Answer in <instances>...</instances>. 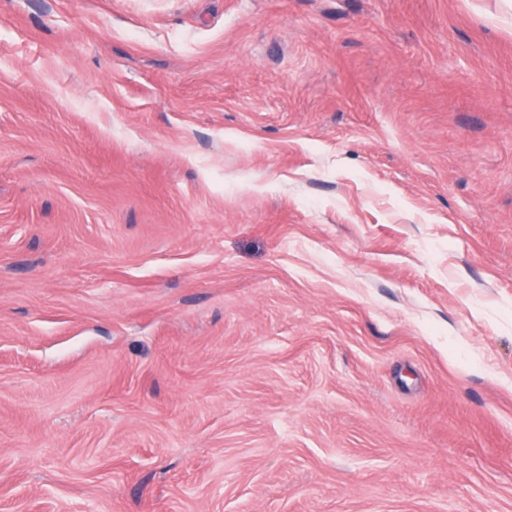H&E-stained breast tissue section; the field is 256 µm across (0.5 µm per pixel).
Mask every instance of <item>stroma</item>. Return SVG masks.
<instances>
[{"label":"stroma","mask_w":512,"mask_h":512,"mask_svg":"<svg viewBox=\"0 0 512 512\" xmlns=\"http://www.w3.org/2000/svg\"><path fill=\"white\" fill-rule=\"evenodd\" d=\"M0 512H512V0H0Z\"/></svg>","instance_id":"stroma-1"}]
</instances>
